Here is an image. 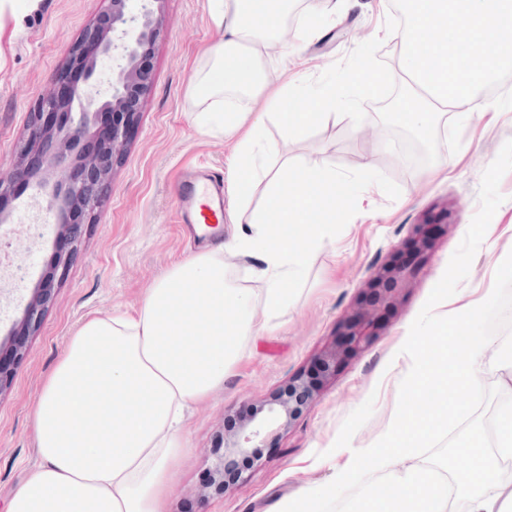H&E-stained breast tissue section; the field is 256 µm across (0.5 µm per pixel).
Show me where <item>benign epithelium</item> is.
<instances>
[{
	"mask_svg": "<svg viewBox=\"0 0 512 512\" xmlns=\"http://www.w3.org/2000/svg\"><path fill=\"white\" fill-rule=\"evenodd\" d=\"M105 7L69 48L66 67L79 69L93 97L85 99L77 89L64 85L59 75L55 86L42 96L27 116L16 160L0 175V199L20 185L33 186L45 197L55 216L57 235L72 244L56 257L54 272L64 276L77 255L84 225L103 207V192L110 186L115 167L128 149V130L142 107L153 81L147 49L164 33L163 0H103ZM112 62L110 75L102 78L98 62ZM112 113V125L98 128L99 116ZM97 138L89 150L86 142ZM448 226V209L431 211L414 225L412 252L399 263H384L371 271L370 298L356 305L341 328V338L317 362L322 377L336 371L344 354L366 344L381 310L394 302L396 293L413 282L419 261L430 251L436 234ZM51 300L48 288H33L31 298L4 339L0 338V395L12 384ZM317 393L306 374H299L288 389L248 410L238 433L224 440L220 463L211 472L213 483L224 485V475L239 459L253 457L267 437L290 425Z\"/></svg>",
	"mask_w": 512,
	"mask_h": 512,
	"instance_id": "1",
	"label": "benign epithelium"
}]
</instances>
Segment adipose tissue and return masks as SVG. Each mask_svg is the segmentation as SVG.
I'll use <instances>...</instances> for the list:
<instances>
[{
    "label": "adipose tissue",
    "mask_w": 512,
    "mask_h": 512,
    "mask_svg": "<svg viewBox=\"0 0 512 512\" xmlns=\"http://www.w3.org/2000/svg\"><path fill=\"white\" fill-rule=\"evenodd\" d=\"M344 2L317 0L291 31L284 20L294 0H209L224 39L195 77L196 123L206 135L236 140L233 198L247 196L263 172L268 201L247 231L169 268L136 316H95L71 336L34 411L38 463L8 512H164L173 464L185 450L186 408L223 388L244 339L259 330L258 313L272 317L284 308L308 247L330 239L335 202L349 193L335 163L323 158L292 165L285 179L267 168L278 152L264 140V115L247 112L277 84V72L263 64L266 45L277 38L290 50L321 36ZM401 9L404 22L391 32L396 69L380 71L367 59L340 83L304 73L268 96L288 140L399 80L410 95L395 119L424 136L438 114L469 116L475 89L512 66V0H401ZM243 255L257 259L262 291L229 277Z\"/></svg>",
    "instance_id": "1"
}]
</instances>
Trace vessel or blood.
Here are the masks:
<instances>
[{
	"mask_svg": "<svg viewBox=\"0 0 512 512\" xmlns=\"http://www.w3.org/2000/svg\"><path fill=\"white\" fill-rule=\"evenodd\" d=\"M182 223L213 226L224 211V182L212 175L189 174L179 185Z\"/></svg>",
	"mask_w": 512,
	"mask_h": 512,
	"instance_id": "b4317fda",
	"label": "vessel or blood"
}]
</instances>
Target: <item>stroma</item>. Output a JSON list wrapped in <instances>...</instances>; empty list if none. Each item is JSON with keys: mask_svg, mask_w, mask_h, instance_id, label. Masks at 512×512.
Segmentation results:
<instances>
[{"mask_svg": "<svg viewBox=\"0 0 512 512\" xmlns=\"http://www.w3.org/2000/svg\"><path fill=\"white\" fill-rule=\"evenodd\" d=\"M101 7V0H40L33 11H14L9 2L0 7V20L14 32L0 42V172L11 169L27 116L62 70L66 49L79 41ZM163 15L166 34L149 50L154 80L129 129L128 152L114 171L102 212L85 225L78 257L63 279L49 272L69 242L56 236L49 223L36 240L25 230L30 209L41 204V197L19 188L0 199V210L14 215L12 223L0 226V281L12 280L17 265L28 271L25 280L0 291V337L21 317L35 284L53 294L11 389L0 396V512H7L36 462L32 414L70 336L98 314L134 313L147 289L174 262L205 247V240L190 235L177 219L181 173L201 167L228 182L234 176V139L203 134L194 118L195 73L207 63L206 50L224 33L210 22L208 0H165ZM401 18L398 0H352L328 20L321 38L298 43L296 66L316 68L325 80L342 77L366 57L380 69H392L399 49L384 34ZM403 90L399 83L385 85L376 96L359 101L356 121L319 126L295 141L286 140L275 121L267 120V140L278 144L289 162L324 157L350 184L367 173L373 184L341 202L335 244L309 249L305 274L287 308L261 336L247 339L246 353L223 389L189 410L186 456L174 464L165 512H273L302 486L330 480L335 459L329 451L345 419L367 398H374V411L353 443L369 442L387 428L400 382L412 365L410 359L395 357L405 329L479 209L484 170L512 140V112L492 108L498 99L512 98L510 71L477 90L470 121L442 118L425 142V154L411 158L404 151L415 146L412 133L390 123L381 108ZM443 158L448 170L440 174L436 167ZM499 190L504 201L467 278L448 301L451 310L491 294L500 254L512 243V171L502 177ZM443 204L453 212V223L437 238L412 287L398 292L391 307L378 315L368 345L344 356L301 415L268 439L240 476L226 479L221 490L210 485L223 437L237 431L249 407L286 387L335 343L353 306L368 295L371 267L395 259L419 217Z\"/></svg>", "mask_w": 512, "mask_h": 512, "instance_id": "obj_1", "label": "stroma"}]
</instances>
